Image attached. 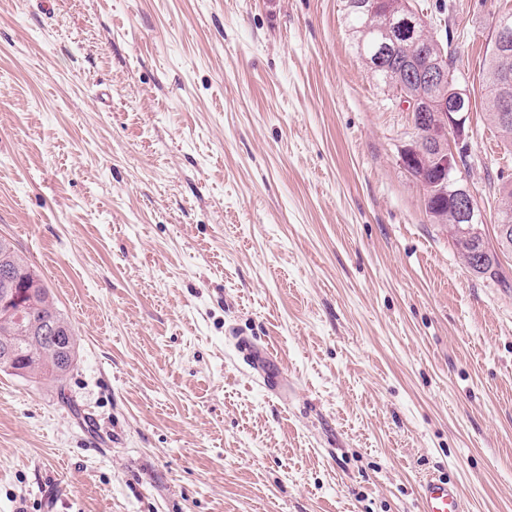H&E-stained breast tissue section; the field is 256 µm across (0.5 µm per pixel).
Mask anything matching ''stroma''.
Wrapping results in <instances>:
<instances>
[{
    "label": "stroma",
    "instance_id": "1",
    "mask_svg": "<svg viewBox=\"0 0 512 512\" xmlns=\"http://www.w3.org/2000/svg\"><path fill=\"white\" fill-rule=\"evenodd\" d=\"M481 90L512 0H412ZM342 0H0V236L78 337L0 372V512H512V290L398 149ZM494 231L512 152L471 115ZM270 349L283 392L236 349ZM421 512H462L457 484L446 476L426 478L419 487Z\"/></svg>",
    "mask_w": 512,
    "mask_h": 512
}]
</instances>
